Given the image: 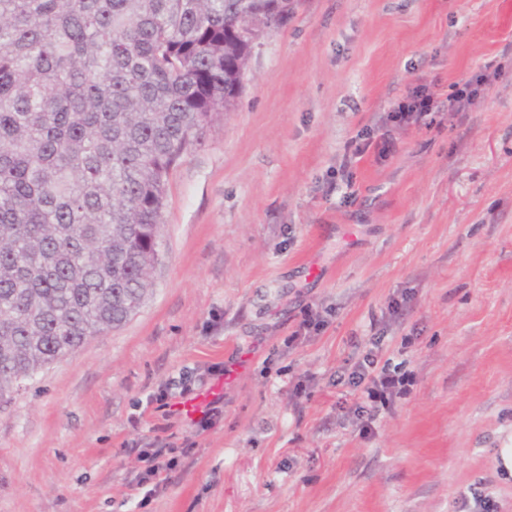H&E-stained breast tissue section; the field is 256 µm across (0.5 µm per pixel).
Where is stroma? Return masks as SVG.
Here are the masks:
<instances>
[{
	"label": "stroma",
	"mask_w": 512,
	"mask_h": 512,
	"mask_svg": "<svg viewBox=\"0 0 512 512\" xmlns=\"http://www.w3.org/2000/svg\"><path fill=\"white\" fill-rule=\"evenodd\" d=\"M490 62L465 120L354 163L345 206L348 140ZM160 251L126 324L0 406V512H512V0H296L171 171ZM309 307L326 329L286 347ZM381 326L414 383L363 436L339 377ZM179 380L207 428L148 404ZM156 437L177 467L143 506L126 448Z\"/></svg>",
	"instance_id": "obj_1"
}]
</instances>
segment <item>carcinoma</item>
I'll use <instances>...</instances> for the list:
<instances>
[{"label":"carcinoma","mask_w":512,"mask_h":512,"mask_svg":"<svg viewBox=\"0 0 512 512\" xmlns=\"http://www.w3.org/2000/svg\"><path fill=\"white\" fill-rule=\"evenodd\" d=\"M293 0H0V401L149 292L171 170Z\"/></svg>","instance_id":"1"}]
</instances>
